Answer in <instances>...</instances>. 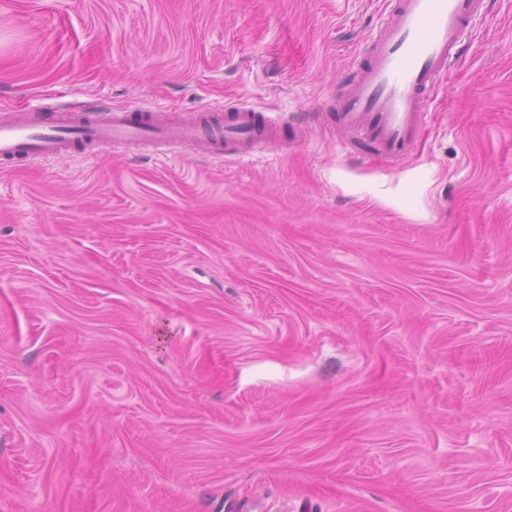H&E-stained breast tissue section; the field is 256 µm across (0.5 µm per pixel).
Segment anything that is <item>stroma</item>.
Instances as JSON below:
<instances>
[{"label": "stroma", "mask_w": 512, "mask_h": 512, "mask_svg": "<svg viewBox=\"0 0 512 512\" xmlns=\"http://www.w3.org/2000/svg\"><path fill=\"white\" fill-rule=\"evenodd\" d=\"M385 7L0 0V111L281 141L0 164V512H512V0L392 166L325 108Z\"/></svg>", "instance_id": "stroma-1"}]
</instances>
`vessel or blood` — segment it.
Wrapping results in <instances>:
<instances>
[{"label": "vessel or blood", "instance_id": "1", "mask_svg": "<svg viewBox=\"0 0 512 512\" xmlns=\"http://www.w3.org/2000/svg\"><path fill=\"white\" fill-rule=\"evenodd\" d=\"M482 2L395 0L363 50L355 80L332 98L338 131L359 133L390 163L412 155L432 93ZM276 136L273 120L246 107L223 115L204 112L179 124L155 119L150 110L47 107L0 121V161H48L81 143L109 148L143 142L193 146L220 159L228 150L267 146Z\"/></svg>", "mask_w": 512, "mask_h": 512}]
</instances>
